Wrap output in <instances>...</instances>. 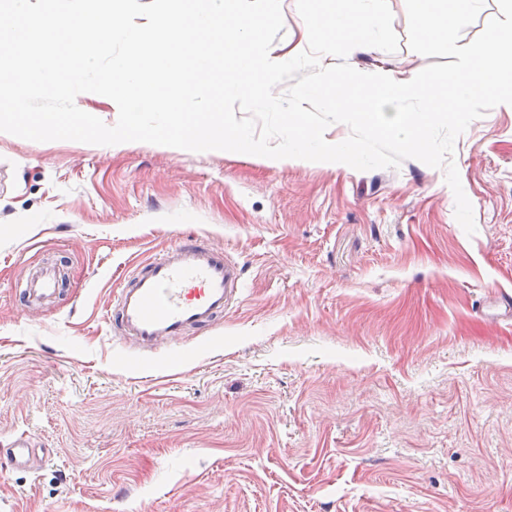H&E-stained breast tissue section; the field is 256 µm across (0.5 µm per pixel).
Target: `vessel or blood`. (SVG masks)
<instances>
[{"mask_svg": "<svg viewBox=\"0 0 512 512\" xmlns=\"http://www.w3.org/2000/svg\"><path fill=\"white\" fill-rule=\"evenodd\" d=\"M242 273L236 261L207 236L179 237L158 254L129 266L113 291L106 319L112 337L145 348L174 347L205 333L241 298ZM61 281L55 269L29 273L15 298L21 308L54 296ZM36 449L32 436L11 439L0 449L12 468L27 467Z\"/></svg>", "mask_w": 512, "mask_h": 512, "instance_id": "vessel-or-blood-1", "label": "vessel or blood"}]
</instances>
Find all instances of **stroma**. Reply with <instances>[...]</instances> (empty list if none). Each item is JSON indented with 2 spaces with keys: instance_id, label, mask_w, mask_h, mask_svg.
<instances>
[{
  "instance_id": "stroma-1",
  "label": "stroma",
  "mask_w": 512,
  "mask_h": 512,
  "mask_svg": "<svg viewBox=\"0 0 512 512\" xmlns=\"http://www.w3.org/2000/svg\"><path fill=\"white\" fill-rule=\"evenodd\" d=\"M349 57L411 80L406 43ZM443 169L359 171L0 132V512H512V108ZM194 231L241 265L206 336L140 355L106 333L120 272ZM57 263L63 290L14 293ZM36 444L31 435L11 439L6 448H0V455L14 468H26L36 456Z\"/></svg>"
}]
</instances>
